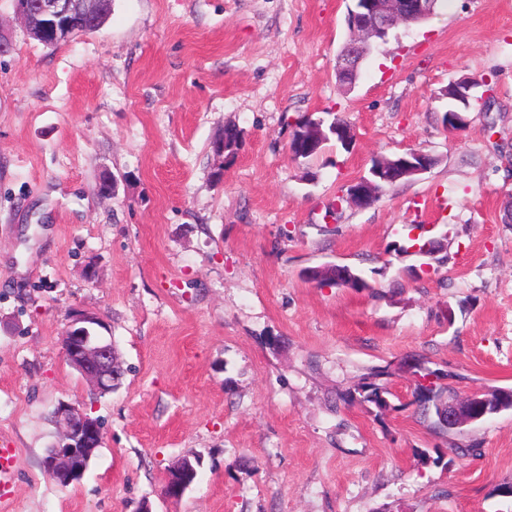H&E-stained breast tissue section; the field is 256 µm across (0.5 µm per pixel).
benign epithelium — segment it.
<instances>
[{"label": "benign epithelium", "mask_w": 512, "mask_h": 512, "mask_svg": "<svg viewBox=\"0 0 512 512\" xmlns=\"http://www.w3.org/2000/svg\"><path fill=\"white\" fill-rule=\"evenodd\" d=\"M435 0H355V8L348 13L350 41L338 55L336 77L339 85L350 90L356 84L361 63L370 43L385 39L389 31L405 15L424 19L434 14ZM98 9L97 0H17L16 14L33 37L53 43L59 36L69 37L74 32L77 17H91ZM478 86L468 80L457 87V97L465 111L472 109L475 97L472 90ZM432 169L431 156L409 152L394 159H380L372 167L370 176L358 177L348 185L345 199L357 208L373 204L385 183L394 184L413 179ZM98 318L81 314L73 318L63 336L66 361L80 372L88 383L105 394L118 385L120 368L112 341L97 335ZM490 415L487 399L471 395L464 408H448V427L455 428L475 423ZM54 418L61 428L53 444L45 467L57 481L70 485L78 481L93 453L102 444L100 422L74 404H60ZM195 468L184 458L169 471L165 495L177 500L193 484Z\"/></svg>", "instance_id": "obj_1"}]
</instances>
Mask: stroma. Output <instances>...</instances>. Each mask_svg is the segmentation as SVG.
I'll use <instances>...</instances> for the list:
<instances>
[{
    "label": "stroma",
    "mask_w": 512,
    "mask_h": 512,
    "mask_svg": "<svg viewBox=\"0 0 512 512\" xmlns=\"http://www.w3.org/2000/svg\"><path fill=\"white\" fill-rule=\"evenodd\" d=\"M350 5L112 0L101 29L47 46L0 0V512H512V409L439 433L405 369L459 398L512 390V0L396 27L346 93ZM465 77L488 81L491 108L445 131ZM304 115L346 119L353 147L294 159ZM228 125L231 158L214 150ZM409 150L438 163L343 202ZM420 228L447 239L428 269L398 251ZM324 264L367 288L306 278ZM78 313L116 347L111 393L64 358ZM373 367L391 410L349 397ZM61 403L103 427L67 486L44 467ZM184 457L197 477L172 501Z\"/></svg>",
    "instance_id": "obj_1"
}]
</instances>
